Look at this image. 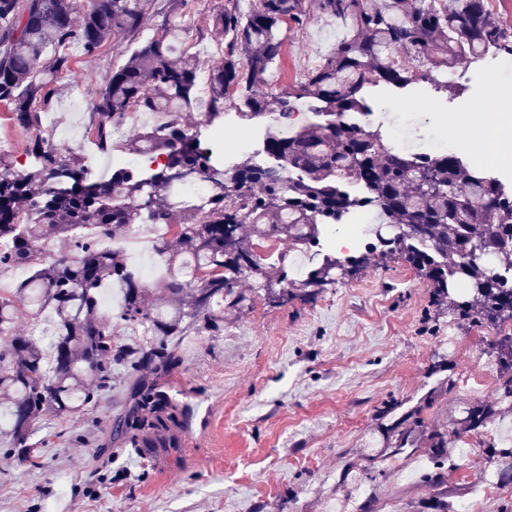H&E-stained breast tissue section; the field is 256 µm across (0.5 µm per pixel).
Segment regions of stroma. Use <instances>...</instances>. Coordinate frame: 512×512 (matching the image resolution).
Masks as SVG:
<instances>
[{
    "instance_id": "obj_1",
    "label": "stroma",
    "mask_w": 512,
    "mask_h": 512,
    "mask_svg": "<svg viewBox=\"0 0 512 512\" xmlns=\"http://www.w3.org/2000/svg\"><path fill=\"white\" fill-rule=\"evenodd\" d=\"M223 6L224 0H187L173 18L185 29L183 48L214 59L224 38L210 19ZM306 6L304 25L283 32L269 92L301 82L343 33L320 13L318 0ZM133 46L118 38L93 56L74 52L68 70L48 85L43 124L56 127L59 152L97 155L86 138L90 103ZM456 71L464 90L453 98L428 83L404 94L373 89L370 127L392 134L401 120L393 106L404 98L417 104L410 126L424 136L438 132L437 115L477 111L488 94V71L464 60ZM290 289L288 301L277 305L255 279H242L246 302L225 312L220 330L177 338L174 387L193 409L181 462L146 463L132 449L109 447V419L125 394L126 370L118 367L97 405L43 418L33 437L39 466L18 467L0 440V512H344L359 482L372 512H436L459 500L474 502L475 512H512V484L487 491L476 481L492 441L512 438L501 419L485 429L476 457L450 437L451 469L440 486L419 483V471L430 465L419 448L389 460L383 477L365 473L368 450L385 444L381 422L399 418L402 406L436 392L424 415L444 425L456 402L497 398V374L474 387L459 379L464 361L492 366L487 344L512 333V321L477 327L454 318L396 253L369 255L316 295H307L297 276ZM452 336L464 345V360L448 357ZM451 379L456 390L442 392Z\"/></svg>"
}]
</instances>
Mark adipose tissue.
<instances>
[{"instance_id":"ef3b65f1","label":"adipose tissue","mask_w":512,"mask_h":512,"mask_svg":"<svg viewBox=\"0 0 512 512\" xmlns=\"http://www.w3.org/2000/svg\"><path fill=\"white\" fill-rule=\"evenodd\" d=\"M489 109L480 115L457 113L449 119L446 133L452 140L467 142L473 149L494 147L499 155L512 156V86L498 77L488 79Z\"/></svg>"}]
</instances>
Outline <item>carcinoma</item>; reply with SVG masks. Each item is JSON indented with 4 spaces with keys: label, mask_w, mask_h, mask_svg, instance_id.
Listing matches in <instances>:
<instances>
[{
    "label": "carcinoma",
    "mask_w": 512,
    "mask_h": 512,
    "mask_svg": "<svg viewBox=\"0 0 512 512\" xmlns=\"http://www.w3.org/2000/svg\"><path fill=\"white\" fill-rule=\"evenodd\" d=\"M303 0H258L243 11L224 0L212 27L224 33V56L209 67L203 122L217 125L224 104L239 116L275 114L288 119L305 99L317 101L313 121L286 134L267 135L269 164L251 158L214 165L196 125L181 120L196 101L201 60L173 56L182 29L169 17L137 42L91 103L89 132L98 149L112 152V127L129 112L174 113L164 125L144 129L124 144L126 152H154L164 163L146 171L119 166L90 177L83 159L59 153L46 134L37 104L46 88L69 68L66 49L92 55L118 37H139L151 0H92L74 21L77 0H0V104L28 137V166L17 173L0 156V269L26 277L0 293V437L19 463H34L32 438L41 416L72 417L95 405L112 386V366L125 365L129 386L120 412L109 423L115 448H132L147 462L173 459L191 431L192 410L172 384L178 362L175 340L192 330H219L224 308L235 307L239 280L261 273L254 244L242 235L311 251L323 227L342 224L366 200L384 218L375 231L379 252H397L446 299L448 310L476 325L512 320V185L470 171L462 158L440 152L423 165L415 152L396 151L363 119L372 113L369 92L404 90L421 83L457 95L448 70L460 58L487 48L512 56V29L490 0H319L322 13L347 20L349 36L310 68L297 85L271 96L268 77L278 66L282 29L303 24ZM207 173L217 192L202 207L180 210L174 184ZM133 224L168 228L156 251L170 271L151 290L124 256L85 237L94 225L105 238ZM62 239L77 252L50 255L47 243ZM356 260L323 255L304 285L324 287L328 274L347 272ZM122 289L119 319L140 327L147 344L131 348L115 340L112 318L101 312L104 288ZM53 315L50 363L30 336L12 331L20 315ZM500 375L494 402L464 400L451 430H427L422 407L387 424L382 459L408 448H425L434 465L447 452L448 435H478L512 413V334L489 344Z\"/></svg>",
    "instance_id": "carcinoma-1"
}]
</instances>
